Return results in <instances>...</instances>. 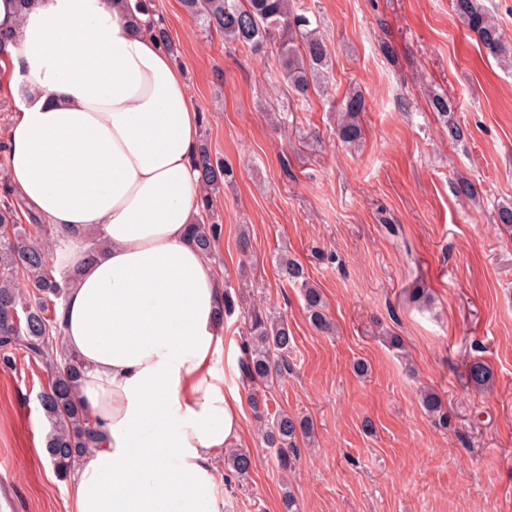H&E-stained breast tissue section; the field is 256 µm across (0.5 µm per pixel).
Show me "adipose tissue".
<instances>
[{
  "label": "adipose tissue",
  "mask_w": 512,
  "mask_h": 512,
  "mask_svg": "<svg viewBox=\"0 0 512 512\" xmlns=\"http://www.w3.org/2000/svg\"><path fill=\"white\" fill-rule=\"evenodd\" d=\"M0 30L17 42L7 179L77 273L62 343L105 437L70 512H223L215 457L243 445V399L218 369L224 277L190 234L204 188L183 74L118 0H0Z\"/></svg>",
  "instance_id": "obj_1"
}]
</instances>
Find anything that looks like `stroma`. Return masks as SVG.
Wrapping results in <instances>:
<instances>
[{"label":"stroma","instance_id":"stroma-1","mask_svg":"<svg viewBox=\"0 0 512 512\" xmlns=\"http://www.w3.org/2000/svg\"><path fill=\"white\" fill-rule=\"evenodd\" d=\"M302 3L333 61L325 88L305 98L284 82L278 52L224 42L181 0H153L199 135L234 169L213 205L223 226L216 264L294 334L269 408L314 429L285 475L245 409L254 465L225 489L224 512H283L287 490L298 512H512V236L494 224L512 203V69L449 0ZM355 88L366 99L363 139L348 147L334 112ZM432 94L448 99L449 115L432 110ZM272 112L287 124L273 126ZM450 120L464 139H449ZM461 177L475 199L455 193ZM282 252L320 290L332 333L310 325L300 290L280 280ZM415 286L431 294L429 308L409 302ZM15 357L0 365V483L14 512H68L66 482L44 449L48 374ZM476 359L492 370L490 389L468 381ZM359 360L369 365L362 377ZM424 386L441 398L447 426L422 409Z\"/></svg>","mask_w":512,"mask_h":512}]
</instances>
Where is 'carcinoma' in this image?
I'll use <instances>...</instances> for the list:
<instances>
[{"instance_id":"1","label":"carcinoma","mask_w":512,"mask_h":512,"mask_svg":"<svg viewBox=\"0 0 512 512\" xmlns=\"http://www.w3.org/2000/svg\"><path fill=\"white\" fill-rule=\"evenodd\" d=\"M127 15L148 16L146 26L171 54L176 46L162 20L155 18L148 0H124ZM189 16L201 28L224 36V42L255 51L276 44L277 35L288 33V43L281 45L283 73L288 87L300 96L318 87L332 69L328 47L318 26L298 12L296 0H181ZM452 9L478 42L498 63L512 69V43L507 41L500 25L485 9L482 0H452ZM366 109L361 92L345 96L336 112V132L348 144H357L363 137L360 115ZM200 178L206 190L204 210L211 209L212 193L223 184L233 182V170L212 157L206 142L198 146L195 157ZM22 204L7 199L0 201V362L12 360L15 350H22L45 363L49 371L48 385L40 395V404L50 423L46 452L57 475L65 478L79 464L83 455L103 444V435L92 421L77 393L83 375L79 359L59 346V321L56 306L65 297L75 276L57 279L47 254L52 239L49 226L29 215V224L20 223ZM192 237L207 255L214 256L221 238L220 224H194ZM281 281L301 290L311 325L328 333L332 325L325 314V305L317 288L309 281L304 268L285 254L276 257ZM247 287L236 291L224 285L221 318L233 316L243 304ZM242 355L239 368L242 378L255 389L249 402L259 422V436L268 448L276 449L279 469L290 468V454L297 452V440L310 441L313 426L305 417L296 418L286 412L269 415L266 388L288 372V351L294 336L283 315L254 307L242 313ZM472 386L487 388L492 371L481 360L469 370ZM422 408L448 426V414L439 396L430 389L420 393ZM253 466L249 450L227 448L224 470L231 479H243Z\"/></svg>"}]
</instances>
